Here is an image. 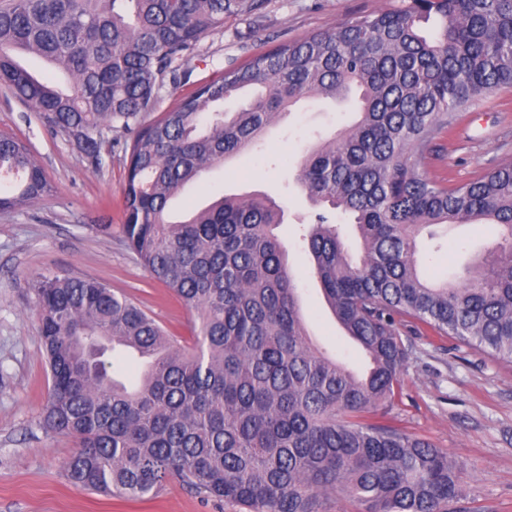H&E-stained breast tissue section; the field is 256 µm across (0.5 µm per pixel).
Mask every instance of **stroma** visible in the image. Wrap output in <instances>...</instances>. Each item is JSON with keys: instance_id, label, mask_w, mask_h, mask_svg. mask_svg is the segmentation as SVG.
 <instances>
[{"instance_id": "35a3bbf8", "label": "stroma", "mask_w": 512, "mask_h": 512, "mask_svg": "<svg viewBox=\"0 0 512 512\" xmlns=\"http://www.w3.org/2000/svg\"><path fill=\"white\" fill-rule=\"evenodd\" d=\"M410 0H271L247 20L230 18L198 43L186 67L191 81L242 64L283 41L329 30L361 14L400 10ZM356 102L302 99L271 125L259 145L205 174L178 200L199 208L220 195L273 197L285 211L277 229L302 297L313 338L354 371L364 357L343 336L325 305L309 263L300 226L310 206L296 183V162L317 138L343 131L357 119ZM0 132L27 140L58 190L23 210L0 214V512H246L207 499L170 480L153 497L105 495L71 485L63 464L78 445L42 424L49 388L44 351L28 280L54 272L95 278L140 305L166 329L190 337L196 321L171 291L156 282L125 244L120 150L103 152L92 166L63 136L46 131L36 112L0 87ZM512 163V87L475 102L435 140L424 172L466 183ZM109 232H101V225ZM500 241L495 224H441L423 233L417 259L433 280L462 281L467 268L492 260ZM400 331L411 344L400 396L388 417L403 432L429 440L464 465L465 512H512V366L440 336L411 319Z\"/></svg>"}]
</instances>
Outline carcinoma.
<instances>
[{"label": "carcinoma", "mask_w": 512, "mask_h": 512, "mask_svg": "<svg viewBox=\"0 0 512 512\" xmlns=\"http://www.w3.org/2000/svg\"><path fill=\"white\" fill-rule=\"evenodd\" d=\"M269 0H0V86L53 135L101 163L103 130L127 157L122 233L151 275L197 311L183 344L106 283L49 273L28 281L45 349L48 433L78 441L75 487L154 495L175 478L248 512H461L463 466L429 441L369 421L401 384L407 316L512 364V163L461 185L421 171L456 113L512 86V0H411L279 43L177 98L152 122L160 88L190 80L183 62L224 19ZM21 47L66 75L68 90L23 68ZM359 119L298 163L318 210L303 235L336 324L369 359L359 374L310 335L275 235L273 198L222 196L182 221L174 200L256 145L303 97L346 99ZM246 94L229 114L224 100ZM0 213L53 195L23 140L0 135ZM360 239L345 247L336 213ZM493 222L509 247L463 282L419 269L418 232ZM147 355L126 386L116 348Z\"/></svg>", "instance_id": "cac0c4a2"}]
</instances>
